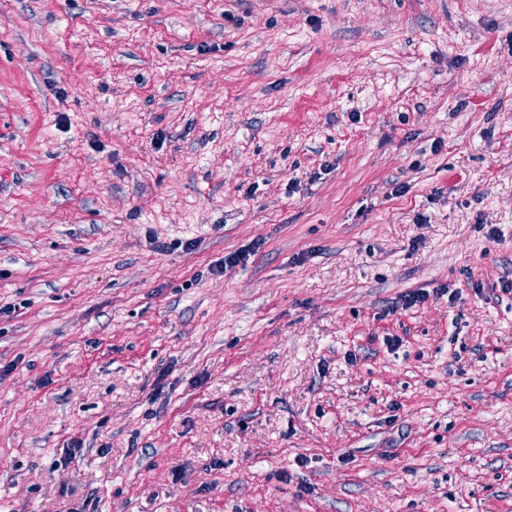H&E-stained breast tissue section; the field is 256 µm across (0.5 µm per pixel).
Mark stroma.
I'll list each match as a JSON object with an SVG mask.
<instances>
[{"mask_svg": "<svg viewBox=\"0 0 512 512\" xmlns=\"http://www.w3.org/2000/svg\"><path fill=\"white\" fill-rule=\"evenodd\" d=\"M0 512H512V0H0Z\"/></svg>", "mask_w": 512, "mask_h": 512, "instance_id": "35a3bbf8", "label": "stroma"}]
</instances>
